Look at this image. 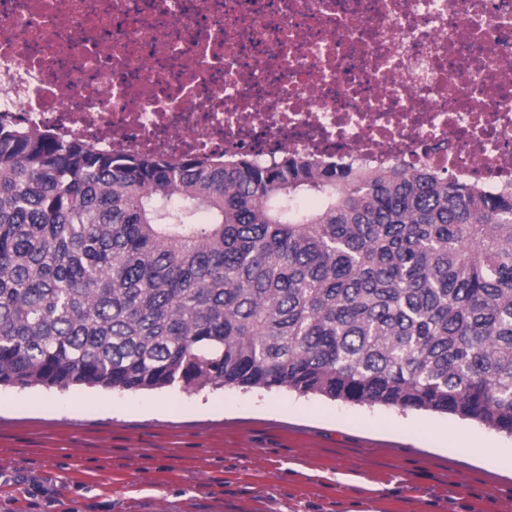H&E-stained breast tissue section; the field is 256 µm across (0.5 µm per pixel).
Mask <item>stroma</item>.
<instances>
[{"instance_id":"35a3bbf8","label":"stroma","mask_w":512,"mask_h":512,"mask_svg":"<svg viewBox=\"0 0 512 512\" xmlns=\"http://www.w3.org/2000/svg\"><path fill=\"white\" fill-rule=\"evenodd\" d=\"M0 512H512V436L285 391L5 388Z\"/></svg>"}]
</instances>
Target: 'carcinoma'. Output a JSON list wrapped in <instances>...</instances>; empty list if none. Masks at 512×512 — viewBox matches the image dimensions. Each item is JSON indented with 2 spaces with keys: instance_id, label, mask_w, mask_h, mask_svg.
<instances>
[{
  "instance_id": "obj_1",
  "label": "carcinoma",
  "mask_w": 512,
  "mask_h": 512,
  "mask_svg": "<svg viewBox=\"0 0 512 512\" xmlns=\"http://www.w3.org/2000/svg\"><path fill=\"white\" fill-rule=\"evenodd\" d=\"M1 385L287 389L512 436V192L0 117Z\"/></svg>"
}]
</instances>
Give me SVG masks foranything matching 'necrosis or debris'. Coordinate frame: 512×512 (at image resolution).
<instances>
[{"label": "necrosis or debris", "mask_w": 512, "mask_h": 512, "mask_svg": "<svg viewBox=\"0 0 512 512\" xmlns=\"http://www.w3.org/2000/svg\"><path fill=\"white\" fill-rule=\"evenodd\" d=\"M0 112L116 152L512 189V0H0Z\"/></svg>", "instance_id": "4bbe7bcc"}]
</instances>
